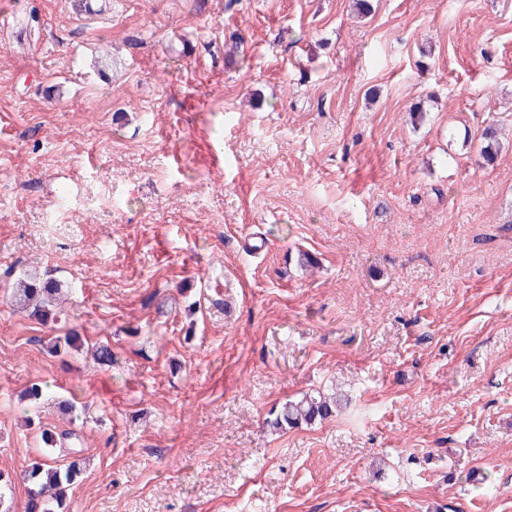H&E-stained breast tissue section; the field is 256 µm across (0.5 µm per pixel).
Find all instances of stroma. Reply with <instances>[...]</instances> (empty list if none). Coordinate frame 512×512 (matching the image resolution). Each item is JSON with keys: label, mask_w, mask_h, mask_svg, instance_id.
<instances>
[{"label": "stroma", "mask_w": 512, "mask_h": 512, "mask_svg": "<svg viewBox=\"0 0 512 512\" xmlns=\"http://www.w3.org/2000/svg\"><path fill=\"white\" fill-rule=\"evenodd\" d=\"M350 5L0 0V273L71 294L0 280L13 512L50 426L66 512H512V148L462 147L512 109V0ZM13 296L21 306L33 307L35 314L47 319L52 308L57 305L62 292V284L51 279H43L36 272L25 270L14 279ZM340 398L336 394L304 395L301 399L283 404L274 420L272 427L283 429L306 423L311 425L333 416L340 407Z\"/></svg>", "instance_id": "stroma-1"}]
</instances>
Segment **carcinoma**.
I'll return each instance as SVG.
<instances>
[{"mask_svg":"<svg viewBox=\"0 0 512 512\" xmlns=\"http://www.w3.org/2000/svg\"><path fill=\"white\" fill-rule=\"evenodd\" d=\"M501 125L502 120L492 118L477 138L464 137L463 146L470 148L478 145L479 155L484 162H494L502 150L498 137ZM61 292V283L43 279L31 270L19 273L14 279L13 296L16 302L24 307H33L35 314L44 319L57 305ZM339 407L340 399L334 394L305 395L299 400L284 403L271 425L276 429L302 423L310 425L333 416ZM42 440L53 448V454L38 459L24 473L23 480L28 484L25 512H58L64 504L67 488L80 474V462L74 459L78 450L74 448L72 433L45 430Z\"/></svg>","mask_w":512,"mask_h":512,"instance_id":"cac0c4a2","label":"carcinoma"}]
</instances>
